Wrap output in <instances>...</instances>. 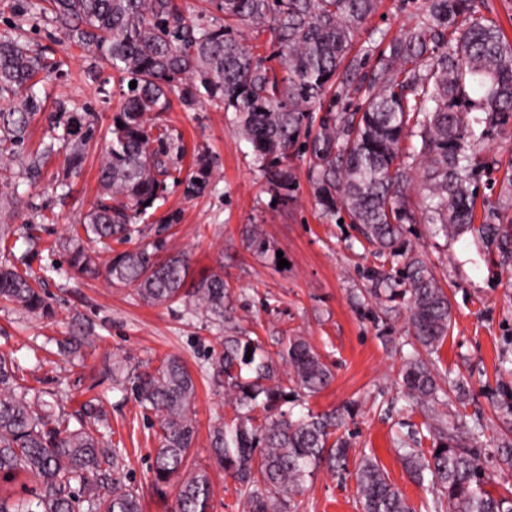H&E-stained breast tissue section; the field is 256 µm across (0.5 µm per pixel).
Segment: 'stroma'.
<instances>
[{
	"instance_id": "obj_1",
	"label": "stroma",
	"mask_w": 512,
	"mask_h": 512,
	"mask_svg": "<svg viewBox=\"0 0 512 512\" xmlns=\"http://www.w3.org/2000/svg\"><path fill=\"white\" fill-rule=\"evenodd\" d=\"M424 14L423 0H380L354 42L363 73L378 69L381 38L415 27ZM25 32L33 47L66 58L63 70L45 79L42 94L50 102L66 96L80 111L93 113L97 142L69 188L59 190L53 176L62 155H54L38 172L26 171L40 144L51 140L45 123L34 122L13 164L21 173L19 184L0 181V193L19 197L12 233L0 245V263L40 278L52 306L51 315L42 317L0 303V355L12 360L17 376L68 413L97 399L112 429L113 447L126 452L124 481L140 493L143 512H175L177 487L152 481L156 419L136 402L130 376L155 368L164 356H180L197 382L192 408L197 440L190 459L210 476V512H242L236 484L210 448L213 426L234 414L223 383L213 377L210 355L221 350L228 335L259 338L272 351L288 337L301 336L334 374L326 389L307 398V407L316 413L354 407L343 428L352 443L350 463L366 454L376 457L414 512H425L431 495L406 472L397 443L423 420L421 413L405 411L397 386L406 310L391 312L386 302L361 297L367 270L382 260L361 243L344 210L323 214L313 193L308 154L290 148L294 182L283 198L258 168L234 112L203 103L190 110L175 105L162 114L160 123L182 148L178 168L189 171L195 155L207 153L212 182L197 197L186 196L182 183L168 182L157 207L135 220L133 238H166L173 251L188 256L193 276L223 268L235 311L231 320L218 322L189 302L144 304L132 287L77 274L59 246L69 226L80 223L96 201L101 144L121 99L119 77L105 64L92 63L44 18L27 21ZM477 162L487 208L511 219L512 206L500 188L512 169V126L491 132L478 149ZM252 225L268 240L264 255L248 246L246 229ZM410 239L453 307L438 367L466 379L467 419L480 422L483 446L493 450L503 431L500 406L512 395V376L497 370L499 357H512V267L500 265L471 234L437 236L422 219L412 226ZM282 258L288 262L283 269L278 266ZM67 336L89 338L84 357L59 347ZM116 365L126 374L117 385L110 376ZM301 500L300 512H362L353 472L324 465L307 479Z\"/></svg>"
}]
</instances>
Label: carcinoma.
Returning <instances> with one entry per match:
<instances>
[{
	"mask_svg": "<svg viewBox=\"0 0 512 512\" xmlns=\"http://www.w3.org/2000/svg\"><path fill=\"white\" fill-rule=\"evenodd\" d=\"M203 2L218 11L203 22L187 18L178 0L38 4L39 14L91 59L106 62L121 80L136 82L112 113L98 170L99 200L61 243L71 267L132 286L145 304L190 298L224 320L232 291L222 270L190 279L187 257L168 253L164 239L113 252L112 242H131L132 219L163 197L174 166L167 129L154 115L168 111L174 98L186 109L209 101L235 112L260 167L286 192L292 184L288 150L311 109L331 90L358 97L345 116L321 117L305 150L324 213L344 207L374 254L393 264L389 271H373L367 293L406 307L412 350L401 355L398 377L409 405L429 412L423 425L432 441L425 452L405 449L403 461L419 483H428L432 512H512V495L494 497L484 490L490 475L479 433L461 415L448 421L437 414L448 391L459 394L464 387L452 381L443 387L420 350L433 353L443 346L452 307L405 239L407 225L417 223L406 193L418 169L425 220L434 234L475 232L500 263L512 262V229L493 223L494 212L474 224L478 187L469 154L492 128L512 122V40L479 14L482 0H425L426 22L390 40L379 68L363 75L350 53L379 0ZM258 29L269 32L284 75L248 44L247 31ZM63 65L30 48L15 30L0 34V101L6 102L0 107V169H10L31 123L44 119L54 136L36 159L45 162L65 151L56 175L62 189L80 171L94 138L91 113L66 98L48 111L39 95L38 85ZM211 177L201 154L182 180L186 195L204 193ZM92 244L110 253L102 267ZM0 300L51 314L39 279L15 267H0ZM276 355L277 362L257 338L230 335L212 362L216 376L224 378L234 416L212 428L210 445L237 483L247 512H297V496L320 464L348 466L351 442L339 435L345 413L294 414L300 394L312 396L330 384L329 366L301 336L289 337ZM279 362L288 367L286 383L278 375ZM134 383L140 406L158 420L155 485L177 484V512H210V477L189 465L197 432L193 373L171 355L136 374ZM104 421L91 400L68 415L29 396L12 361L1 355L0 476L32 477L36 487L28 499L0 495V512H143L138 493L122 479V453L101 431ZM355 478L362 512H414L376 458L362 456Z\"/></svg>",
	"mask_w": 512,
	"mask_h": 512,
	"instance_id": "cac0c4a2",
	"label": "carcinoma"
}]
</instances>
